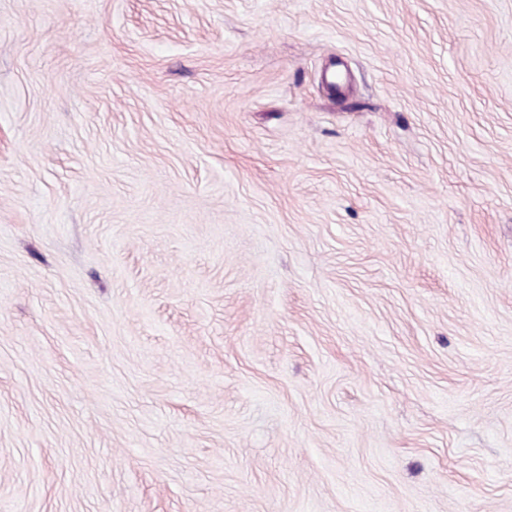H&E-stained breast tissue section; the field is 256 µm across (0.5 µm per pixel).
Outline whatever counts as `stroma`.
<instances>
[{
	"label": "stroma",
	"instance_id": "35a3bbf8",
	"mask_svg": "<svg viewBox=\"0 0 512 512\" xmlns=\"http://www.w3.org/2000/svg\"><path fill=\"white\" fill-rule=\"evenodd\" d=\"M0 512H512V0H0Z\"/></svg>",
	"mask_w": 512,
	"mask_h": 512
}]
</instances>
